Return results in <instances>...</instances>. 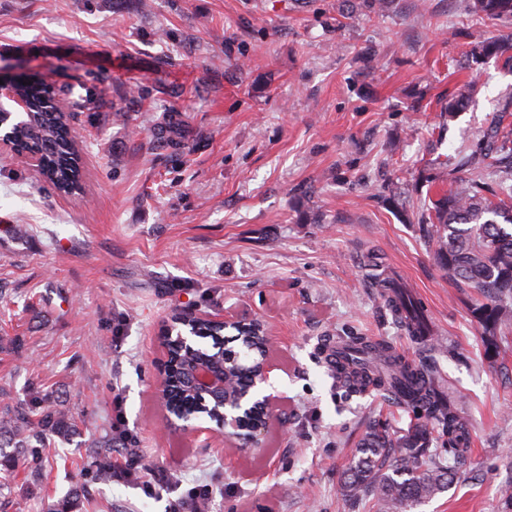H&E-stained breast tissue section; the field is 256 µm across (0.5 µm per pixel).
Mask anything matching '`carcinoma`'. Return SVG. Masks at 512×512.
Masks as SVG:
<instances>
[{
    "label": "carcinoma",
    "mask_w": 512,
    "mask_h": 512,
    "mask_svg": "<svg viewBox=\"0 0 512 512\" xmlns=\"http://www.w3.org/2000/svg\"><path fill=\"white\" fill-rule=\"evenodd\" d=\"M469 11L481 18L512 25V0H470ZM461 35L470 40L475 60L496 58L512 68V36L490 38L466 28ZM21 94L31 103L30 115L14 127L15 144L37 155L43 178L57 191L70 194L81 180L79 155L73 147L74 129L70 124L73 110L90 108L98 102V93L57 110V92L53 85L36 74L12 77ZM478 80H472L467 92L448 100L441 111L453 118L470 103L477 92ZM504 116L494 119L475 148L459 152L453 158L454 188L428 198L431 206L425 223V235L435 247L440 266L448 277L464 288H473L480 300L471 314L486 335V352H498L497 331L512 322V129L505 130ZM157 140L180 149L188 136L187 127L176 112H165L154 123ZM497 177V190L487 189V177ZM382 296L411 336H428L430 330L424 312L404 296L400 285L390 277L379 279ZM170 361L175 363L174 382L169 401L192 413L196 394L188 382L187 369L192 362L210 365L214 370L228 371L239 388L249 380L252 366L230 357L213 340L212 347H199L192 356L181 352L177 340H166ZM393 375L378 376L376 386L392 392L400 376L418 374L433 394L426 408L428 417L448 434V453L456 462L462 457L458 448L467 424L455 406L438 391L436 377L424 363L392 362ZM76 432L74 418L48 405L38 414L26 402L6 405L0 410V466L13 468L20 459L39 458V449L48 439L66 441ZM431 431L428 424H414L401 436L393 438L385 431H374L357 451L346 469L343 488L354 495L371 493L381 512H401L414 508L434 495L447 490L454 480V469L436 460L429 448Z\"/></svg>",
    "instance_id": "cac0c4a2"
}]
</instances>
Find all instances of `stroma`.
I'll list each match as a JSON object with an SVG mask.
<instances>
[{"label": "stroma", "mask_w": 512, "mask_h": 512, "mask_svg": "<svg viewBox=\"0 0 512 512\" xmlns=\"http://www.w3.org/2000/svg\"><path fill=\"white\" fill-rule=\"evenodd\" d=\"M0 0V66L53 85L107 76L105 104L75 113L80 193L0 149V407L47 398L72 415L67 444L19 463L0 512H167L193 487L206 512H378L342 474L371 430L425 411L330 369L336 342L379 341L429 364L466 420L464 466L412 512H512V327L487 354L478 294L442 269L406 213L425 178L472 146L505 102L512 68L470 65L461 35L502 26L465 0ZM481 91L440 129L471 78ZM179 112L183 154L150 129ZM393 276L434 331L409 336L379 278ZM263 320L283 395L263 447L167 423L160 335L174 314ZM133 438L129 478L95 475L113 404ZM163 477L158 495L144 487Z\"/></svg>", "instance_id": "stroma-1"}]
</instances>
